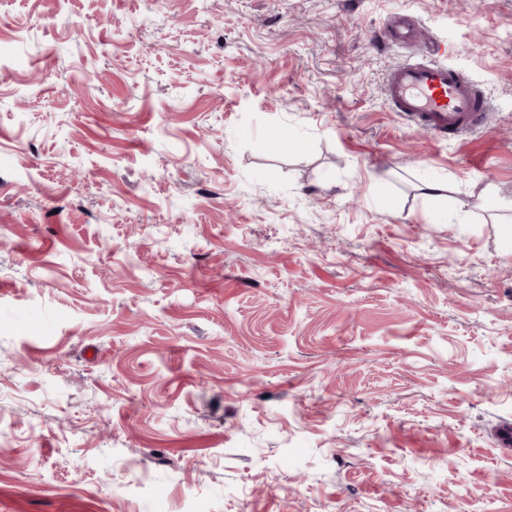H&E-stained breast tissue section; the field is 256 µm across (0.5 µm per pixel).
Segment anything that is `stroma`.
Segmentation results:
<instances>
[{"mask_svg":"<svg viewBox=\"0 0 512 512\" xmlns=\"http://www.w3.org/2000/svg\"><path fill=\"white\" fill-rule=\"evenodd\" d=\"M510 423L512 0H0V512H512ZM384 33L387 39L392 42L414 47L411 50L416 56L417 50L423 44L427 43V39L421 28L414 20L408 15L397 14L385 27ZM385 96L416 128L445 136L485 125L488 99L484 90L440 60L435 46L428 56L410 58L393 68Z\"/></svg>","mask_w":512,"mask_h":512,"instance_id":"1","label":"stroma"}]
</instances>
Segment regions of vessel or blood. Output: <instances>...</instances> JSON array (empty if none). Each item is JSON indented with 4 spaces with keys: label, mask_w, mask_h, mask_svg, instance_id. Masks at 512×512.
Listing matches in <instances>:
<instances>
[{
    "label": "vessel or blood",
    "mask_w": 512,
    "mask_h": 512,
    "mask_svg": "<svg viewBox=\"0 0 512 512\" xmlns=\"http://www.w3.org/2000/svg\"><path fill=\"white\" fill-rule=\"evenodd\" d=\"M384 33L390 41L405 46L418 48L426 42L421 28L405 14L395 16ZM385 96L393 111L434 135H456L486 122L484 90L442 62L435 50L393 68L386 79Z\"/></svg>",
    "instance_id": "1"
}]
</instances>
